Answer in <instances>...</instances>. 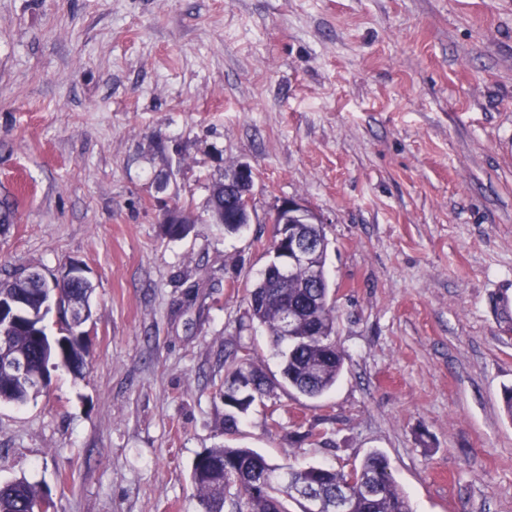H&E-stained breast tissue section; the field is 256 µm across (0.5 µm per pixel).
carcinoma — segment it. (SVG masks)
<instances>
[{
    "mask_svg": "<svg viewBox=\"0 0 512 512\" xmlns=\"http://www.w3.org/2000/svg\"><path fill=\"white\" fill-rule=\"evenodd\" d=\"M183 212L184 207H178L172 216L173 223L164 225L169 237H181L191 229ZM209 215L228 234L241 228L224 217L222 181L212 186ZM306 231L323 243L315 259L318 280L309 283L308 270L299 267L285 286L271 269L251 289L248 313L267 328L272 347L282 359L284 383L307 397L316 398L335 386L344 368L345 354L334 339L336 305L331 300L325 270L329 242L321 224H311ZM92 291L90 284L67 289L62 300H73L79 307L88 308ZM10 298L23 303L26 317L19 319L20 328L9 336L8 349H0V361L18 354L30 358L31 364L29 378L24 380L10 372H0V402L23 404L35 390L31 379L41 374L44 359L51 360L58 368L79 373L86 366V347L75 337L50 340L40 318L43 303L31 278L20 275L0 280V302L6 305ZM289 309L297 312L302 324L295 336L287 339L281 336L280 322ZM224 365L229 381L243 367H248L258 378L257 396L268 394L270 385L254 366L250 354L230 353L224 358ZM220 397L225 408L224 428L230 431L236 427L237 415L247 412L252 401L224 390ZM191 482L203 512H287L284 502L288 499L296 501L304 510L305 502L294 493L298 487L310 489L320 497L322 512H331L340 497L346 501L347 512H412L407 497L391 475L387 457L378 451L368 453L350 471L323 466L294 469L271 464L250 448L223 444L207 448L197 456L191 469ZM43 502L44 496L23 479L0 484V512H35Z\"/></svg>",
    "mask_w": 512,
    "mask_h": 512,
    "instance_id": "1",
    "label": "carcinoma"
}]
</instances>
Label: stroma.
Listing matches in <instances>:
<instances>
[{
    "mask_svg": "<svg viewBox=\"0 0 512 512\" xmlns=\"http://www.w3.org/2000/svg\"><path fill=\"white\" fill-rule=\"evenodd\" d=\"M256 171L225 235L211 188ZM0 279L79 263L82 375L0 404V483L54 512H202L197 454L384 453L413 512H512V0H0ZM322 218L347 359L285 386L248 294L274 205ZM193 230L163 235V205ZM271 381L225 433L236 344Z\"/></svg>",
    "mask_w": 512,
    "mask_h": 512,
    "instance_id": "stroma-1",
    "label": "stroma"
}]
</instances>
